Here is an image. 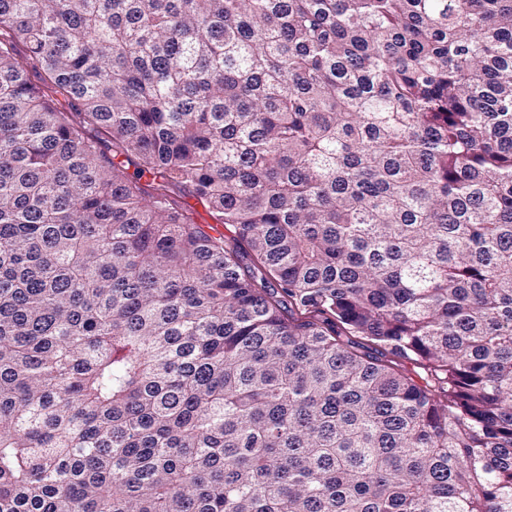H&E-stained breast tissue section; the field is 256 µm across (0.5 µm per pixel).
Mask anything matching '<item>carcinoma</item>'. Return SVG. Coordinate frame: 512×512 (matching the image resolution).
Listing matches in <instances>:
<instances>
[{
    "label": "carcinoma",
    "mask_w": 512,
    "mask_h": 512,
    "mask_svg": "<svg viewBox=\"0 0 512 512\" xmlns=\"http://www.w3.org/2000/svg\"><path fill=\"white\" fill-rule=\"evenodd\" d=\"M0 512H512V0H0Z\"/></svg>",
    "instance_id": "obj_1"
}]
</instances>
